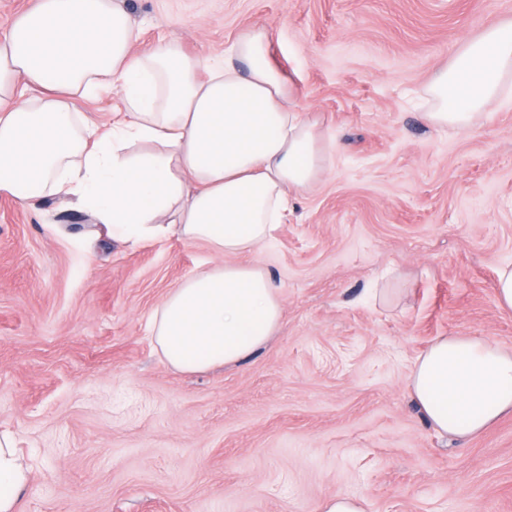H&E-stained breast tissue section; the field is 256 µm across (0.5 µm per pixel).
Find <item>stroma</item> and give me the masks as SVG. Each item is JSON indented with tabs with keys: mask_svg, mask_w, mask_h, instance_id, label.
I'll return each instance as SVG.
<instances>
[{
	"mask_svg": "<svg viewBox=\"0 0 512 512\" xmlns=\"http://www.w3.org/2000/svg\"><path fill=\"white\" fill-rule=\"evenodd\" d=\"M140 48L220 58L267 26L336 152L254 255L282 321L246 360L172 369L150 319L208 260L131 247L70 206L0 194V431L30 468L20 512H512V417L436 431L412 400L443 336L512 351L496 270L512 262V107L448 134L416 90L512 0H125Z\"/></svg>",
	"mask_w": 512,
	"mask_h": 512,
	"instance_id": "1",
	"label": "stroma"
}]
</instances>
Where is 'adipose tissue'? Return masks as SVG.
I'll use <instances>...</instances> for the list:
<instances>
[{
  "label": "adipose tissue",
  "instance_id": "1",
  "mask_svg": "<svg viewBox=\"0 0 512 512\" xmlns=\"http://www.w3.org/2000/svg\"><path fill=\"white\" fill-rule=\"evenodd\" d=\"M270 39L250 28L220 61L176 41L139 52L117 0H37L0 24V193L67 198L130 246L175 235L215 256L151 318L158 352L182 372L238 363L275 335L279 290L250 256L332 157L270 61ZM106 89L123 110L102 130L71 100ZM418 96L427 124L455 131L511 100L512 23L463 44ZM409 392L437 431L475 436L512 415V351L441 337L414 361ZM28 481L14 437L0 433V512H18Z\"/></svg>",
  "mask_w": 512,
  "mask_h": 512
}]
</instances>
